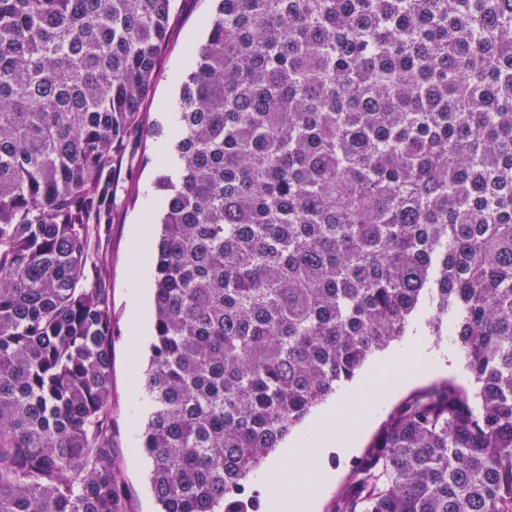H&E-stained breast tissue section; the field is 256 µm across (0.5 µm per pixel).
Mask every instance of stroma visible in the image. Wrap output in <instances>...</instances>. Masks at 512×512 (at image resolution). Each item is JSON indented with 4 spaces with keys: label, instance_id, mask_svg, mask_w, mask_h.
<instances>
[{
    "label": "stroma",
    "instance_id": "1",
    "mask_svg": "<svg viewBox=\"0 0 512 512\" xmlns=\"http://www.w3.org/2000/svg\"><path fill=\"white\" fill-rule=\"evenodd\" d=\"M212 0H174L166 43L159 55L153 89L140 114L141 135L124 146L122 161L114 175L116 205L112 224L97 246L105 266L106 286L112 295L117 336L112 347V442L121 455L131 512H157L149 487L151 464L140 449L141 434L150 410L149 398L132 380L133 365L143 364L147 345L130 346L131 293L136 274L132 253V226L142 213L145 194L163 203L157 178L172 166V125L179 87L187 72L185 58L189 41H203V21L212 11ZM162 127L160 136L149 131Z\"/></svg>",
    "mask_w": 512,
    "mask_h": 512
}]
</instances>
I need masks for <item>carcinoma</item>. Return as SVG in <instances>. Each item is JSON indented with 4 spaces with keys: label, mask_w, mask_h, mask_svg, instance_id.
<instances>
[{
    "label": "carcinoma",
    "mask_w": 512,
    "mask_h": 512,
    "mask_svg": "<svg viewBox=\"0 0 512 512\" xmlns=\"http://www.w3.org/2000/svg\"><path fill=\"white\" fill-rule=\"evenodd\" d=\"M164 174L160 512L250 474L426 304L475 393L393 408L334 512H512V0H214ZM174 0H0V512H130L91 240Z\"/></svg>",
    "instance_id": "obj_1"
}]
</instances>
